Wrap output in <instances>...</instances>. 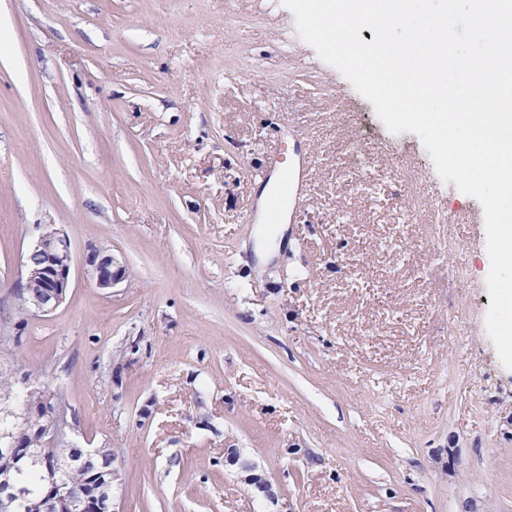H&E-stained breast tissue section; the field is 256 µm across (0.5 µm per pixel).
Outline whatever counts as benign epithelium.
<instances>
[{
	"instance_id": "7a95c632",
	"label": "benign epithelium",
	"mask_w": 512,
	"mask_h": 512,
	"mask_svg": "<svg viewBox=\"0 0 512 512\" xmlns=\"http://www.w3.org/2000/svg\"><path fill=\"white\" fill-rule=\"evenodd\" d=\"M87 265L96 287L102 290L114 288L125 275L123 266L105 248L94 250L87 257ZM71 271L72 247L69 238L54 225H45L44 231L21 261L20 276L14 284L18 299L0 303V315L3 316L0 335L9 338L14 345L22 342L20 323L14 321L15 315L42 317L56 311L71 288ZM20 387L29 398L44 394L42 388L32 386L24 376L20 377ZM33 413L41 419L35 434L43 441L55 448L74 447V422L69 420L65 407L55 396L48 394L36 405L24 402L20 413L23 421H28ZM5 452L14 462L42 469L46 481L43 497L45 512H121L112 494L114 483L119 479L117 469L92 475L88 489L71 495L56 478L62 464L47 459L38 449L28 448L18 440L12 441ZM104 453V446L82 448L79 453L67 456V465L81 466L85 460ZM23 496V488L10 484L5 476H0V512H17L18 502Z\"/></svg>"
}]
</instances>
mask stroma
<instances>
[{
    "instance_id": "1",
    "label": "stroma",
    "mask_w": 512,
    "mask_h": 512,
    "mask_svg": "<svg viewBox=\"0 0 512 512\" xmlns=\"http://www.w3.org/2000/svg\"><path fill=\"white\" fill-rule=\"evenodd\" d=\"M225 2L0 0V298L43 225L73 252L15 366L47 370L76 440L114 450L122 512H512L485 227L411 212L429 185L449 210L473 197L281 0ZM290 121L313 160L279 244L244 217ZM101 247L126 270L107 292L86 270Z\"/></svg>"
}]
</instances>
